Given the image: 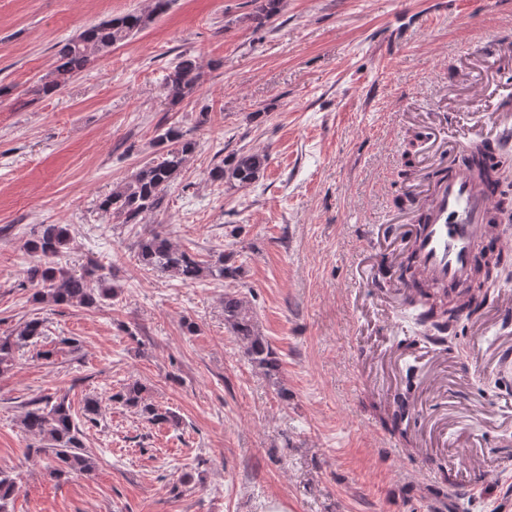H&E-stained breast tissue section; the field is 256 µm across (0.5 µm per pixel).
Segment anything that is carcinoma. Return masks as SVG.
<instances>
[{
	"label": "carcinoma",
	"instance_id": "obj_1",
	"mask_svg": "<svg viewBox=\"0 0 512 512\" xmlns=\"http://www.w3.org/2000/svg\"><path fill=\"white\" fill-rule=\"evenodd\" d=\"M255 10L246 20L261 28L277 16L283 0H255ZM171 0H151L145 12H129L85 28L63 44L56 54L51 71L41 84L45 96L55 94L73 77L86 70L95 57L109 48L143 31L156 18L166 13ZM204 72L196 58L183 54L168 69L163 79L166 97L173 104L182 102L200 90ZM161 151L157 160L149 161L128 180L117 185L101 198L98 209L112 215L121 224H143L159 214L167 191L181 172L187 157L196 149V142L185 138L176 126L161 130L155 138ZM268 154L258 151H239L223 159L208 172L211 182L219 185L246 187L254 183L266 168ZM70 243L69 228L64 224H43L25 242L27 251L37 263L28 270V282L35 287L34 302L55 306L98 307L116 297V289L96 277L95 270L72 274L57 267L55 258ZM138 255L152 267L173 273L184 283H194L204 277L235 280L241 275L235 253L222 251L209 261H199L186 251L173 246L161 232L153 231L138 243ZM488 291L477 287L459 295L448 290L420 288L410 300L419 310V322L430 327L427 340L436 345L447 341L448 330L460 319V312L471 314L481 310ZM224 321L231 332L245 343L246 355L268 376L279 372L280 361L268 341L256 329L247 302L235 295L224 294ZM44 335V322L39 318L25 321L14 336L0 337V374L11 370L15 353ZM145 387L134 384L112 395V400L134 408L149 421L178 424L177 416L145 402ZM24 428L46 442L52 472L58 476L88 475L93 462L85 453L82 430L75 421L66 397L49 395L26 403L22 418Z\"/></svg>",
	"mask_w": 512,
	"mask_h": 512
}]
</instances>
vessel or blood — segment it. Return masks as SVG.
I'll return each instance as SVG.
<instances>
[{
  "mask_svg": "<svg viewBox=\"0 0 512 512\" xmlns=\"http://www.w3.org/2000/svg\"><path fill=\"white\" fill-rule=\"evenodd\" d=\"M488 129L501 138L512 136V122L502 113L480 110L471 117L465 138H451L443 128H434L430 142L447 172L433 182L416 181L414 209L404 212L397 223L394 253L410 249L421 278L439 288L468 287L475 261L496 233V194L478 173L456 165Z\"/></svg>",
  "mask_w": 512,
  "mask_h": 512,
  "instance_id": "b4317fda",
  "label": "vessel or blood"
}]
</instances>
